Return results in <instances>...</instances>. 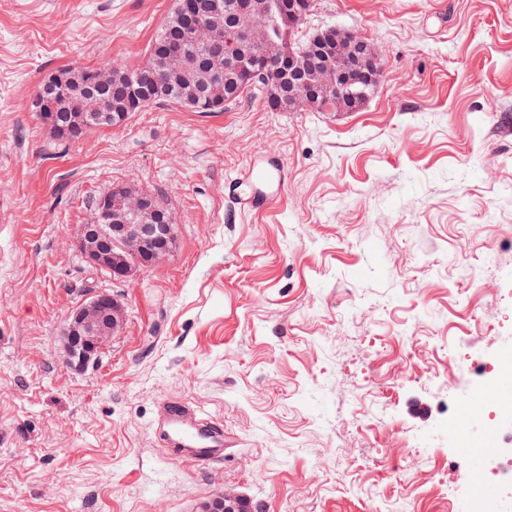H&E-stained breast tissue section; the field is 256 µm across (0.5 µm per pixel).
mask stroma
Segmentation results:
<instances>
[{"instance_id": "obj_1", "label": "stroma", "mask_w": 512, "mask_h": 512, "mask_svg": "<svg viewBox=\"0 0 512 512\" xmlns=\"http://www.w3.org/2000/svg\"><path fill=\"white\" fill-rule=\"evenodd\" d=\"M174 6L0 0V512H197L224 490L251 512H448L472 488L448 424L512 347V0H315L303 32L382 51L360 111L161 103L60 145L39 85L142 63ZM255 160L286 174L260 212L232 199ZM118 183L176 222L123 283L74 245ZM100 291L124 327L70 366L66 318ZM169 398L223 426V461L164 447Z\"/></svg>"}]
</instances>
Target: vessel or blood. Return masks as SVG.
I'll list each match as a JSON object with an SVG mask.
<instances>
[{
	"instance_id": "obj_1",
	"label": "vessel or blood",
	"mask_w": 512,
	"mask_h": 512,
	"mask_svg": "<svg viewBox=\"0 0 512 512\" xmlns=\"http://www.w3.org/2000/svg\"><path fill=\"white\" fill-rule=\"evenodd\" d=\"M284 181V172L259 162L251 163L239 183L240 204L248 210L263 209L268 201V188L272 184ZM482 397H475L471 404L469 422L458 424L457 431L468 445V473L471 481L480 486L486 500L496 501L498 492L495 487L485 484L486 449L479 439V414L483 408ZM160 416L166 422L168 441L176 447L186 448L190 461L198 464H210L224 458V429L199 419L188 404L177 399L162 403Z\"/></svg>"
}]
</instances>
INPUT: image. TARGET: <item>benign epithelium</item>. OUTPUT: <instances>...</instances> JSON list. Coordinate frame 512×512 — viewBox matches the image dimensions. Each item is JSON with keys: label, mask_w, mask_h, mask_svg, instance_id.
Listing matches in <instances>:
<instances>
[{"label": "benign epithelium", "mask_w": 512, "mask_h": 512, "mask_svg": "<svg viewBox=\"0 0 512 512\" xmlns=\"http://www.w3.org/2000/svg\"><path fill=\"white\" fill-rule=\"evenodd\" d=\"M312 0H261L253 11L236 15L229 26L224 23V4L216 0L209 6L206 24L195 25L188 39L208 49L209 56L224 55V37L231 33L242 45L257 48L243 63L228 59L225 69L242 74L249 82L268 80L273 69L288 75V106L320 112H357L362 103L379 89L383 76V55L373 42L357 33L335 26L318 31L307 44L320 59L309 63L304 55L271 38L269 25L273 10L294 30L309 14ZM187 56L180 47L169 52L163 75H182ZM116 67L100 66L86 74L77 114L59 121L52 108L41 113L50 129H70L81 137L87 127L112 120V113L101 111L104 90L112 86ZM174 242L172 217L152 196L126 184L100 192L87 222L79 225L76 244L86 261L114 280L129 279L164 260ZM124 325V308L108 293H98L80 304L71 314L64 334L69 360L85 367L95 359ZM247 500L224 491L204 502L200 512H246Z\"/></svg>", "instance_id": "obj_1"}]
</instances>
